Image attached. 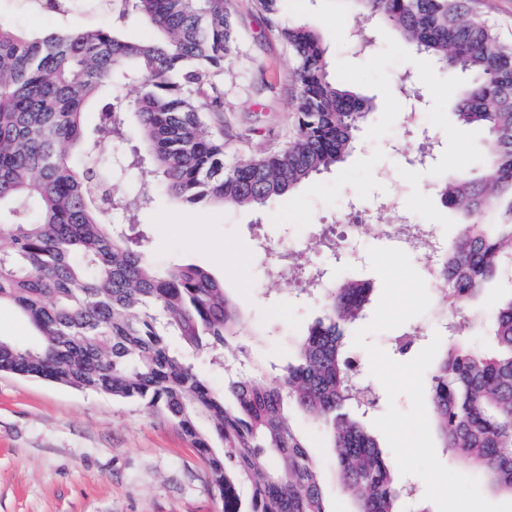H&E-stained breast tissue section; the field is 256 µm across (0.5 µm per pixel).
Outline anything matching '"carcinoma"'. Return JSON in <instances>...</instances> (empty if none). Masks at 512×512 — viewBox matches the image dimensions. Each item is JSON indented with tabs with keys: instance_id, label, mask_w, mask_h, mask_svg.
Segmentation results:
<instances>
[{
	"instance_id": "obj_1",
	"label": "carcinoma",
	"mask_w": 512,
	"mask_h": 512,
	"mask_svg": "<svg viewBox=\"0 0 512 512\" xmlns=\"http://www.w3.org/2000/svg\"><path fill=\"white\" fill-rule=\"evenodd\" d=\"M278 2L256 0L296 60V134L229 167V0H109V22L85 25L70 22L73 0H30L34 13L60 19L40 37L0 20V305L40 338L35 347L0 340V372L163 412L203 458L222 512H331L306 439L288 422L295 408L327 429L354 512H403L402 487L365 420L376 398L344 347L371 285L340 279L317 291L325 312L295 362L245 364L242 316L224 284L193 264H155L139 219L150 198L112 190L132 172L142 183L159 177L186 205L262 208L352 151L369 101L331 76L316 33L277 22ZM348 2L459 73L457 122L486 133L479 171L437 184L459 216L435 268L455 320L426 396L443 447L512 496V292L486 322L460 307L493 280L512 283V47L469 0ZM133 14L152 40L125 37ZM99 101L101 121L89 127L86 111ZM128 115L138 122L132 150ZM477 326L491 347L462 338ZM220 353L217 391L193 356Z\"/></svg>"
}]
</instances>
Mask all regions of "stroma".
Instances as JSON below:
<instances>
[{"mask_svg":"<svg viewBox=\"0 0 512 512\" xmlns=\"http://www.w3.org/2000/svg\"><path fill=\"white\" fill-rule=\"evenodd\" d=\"M237 39L224 65V161L244 154L274 151L294 132L295 60L287 43L254 6L232 0ZM283 21L318 32L331 73L369 99L372 109L357 134L355 149L335 169L298 186L259 211L186 206L158 185L148 187L151 208L142 220L151 234L150 255L161 266L193 263L223 282L240 308L242 343L251 358L274 364L291 359L306 327L321 317L320 299L297 295L291 279L268 276L269 265L254 243L261 233L278 251H302L306 261L327 262L328 278L370 283L372 301L382 293L380 276L369 267L367 250L389 247L380 233L390 223L393 201L415 223L434 225L443 243L457 226L441 206L436 178L474 170L485 138L473 128L460 138L454 107L458 74L419 54L413 44L386 26H377L372 53H355L350 42L363 20L340 0H280ZM436 144L430 169L411 163L416 142L403 134L404 122ZM357 207L372 212L366 232L341 262L326 261L312 249L318 227ZM291 221H284L285 211ZM244 278H237V265ZM412 266L425 278L428 311L402 328L370 335L393 360L410 361L435 334L444 333L443 293L419 259ZM413 333L408 353L395 338ZM289 422L305 436L323 476V495L333 512H351L353 504L338 477L327 432L301 413ZM207 469L182 431L166 415L139 404L82 392L44 380L0 372V512H219Z\"/></svg>","mask_w":512,"mask_h":512,"instance_id":"35a3bbf8","label":"stroma"}]
</instances>
